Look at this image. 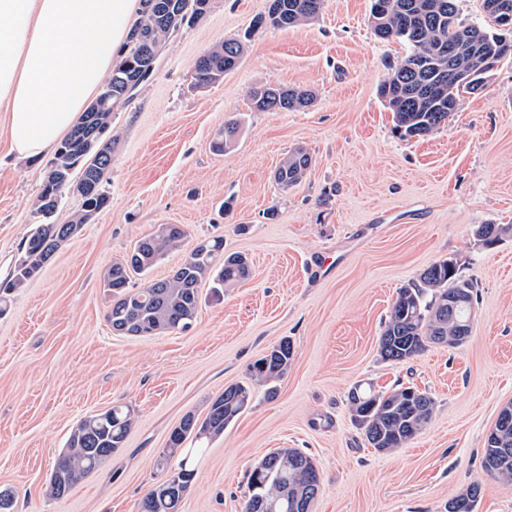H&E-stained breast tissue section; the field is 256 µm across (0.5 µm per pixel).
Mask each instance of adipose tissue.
<instances>
[{
  "mask_svg": "<svg viewBox=\"0 0 512 512\" xmlns=\"http://www.w3.org/2000/svg\"><path fill=\"white\" fill-rule=\"evenodd\" d=\"M139 0H0V114L10 150H54L109 75Z\"/></svg>",
  "mask_w": 512,
  "mask_h": 512,
  "instance_id": "1",
  "label": "adipose tissue"
}]
</instances>
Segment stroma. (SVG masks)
<instances>
[{
  "mask_svg": "<svg viewBox=\"0 0 512 512\" xmlns=\"http://www.w3.org/2000/svg\"><path fill=\"white\" fill-rule=\"evenodd\" d=\"M268 5L211 0L166 40L151 77L112 113L107 208L0 316V489L13 491V512H138L181 418L249 383L250 366L285 338L288 374L208 442L181 512H242L248 473L276 448L315 462L313 512H448L475 482L476 512H512V481L482 467L512 404V61L460 96L447 124L403 138L378 87L407 49L376 35L371 0H325L296 28L254 27ZM227 38L243 44L239 63L199 85L195 61ZM265 85L312 100L260 112L249 92ZM229 121L236 141L216 153L214 134ZM298 148L311 165L282 188L275 172ZM49 163L17 159L0 135V281L37 222ZM161 224L185 225L193 242L223 235L251 274L220 297L202 285L188 332L116 334L103 276ZM482 224L508 231L486 245L474 235ZM448 258L474 286L470 335L383 361L378 340L400 289ZM359 384L426 391L432 418L404 447L377 451L351 416ZM123 403L136 412L124 447L68 497L50 498L47 478L72 429Z\"/></svg>",
  "mask_w": 512,
  "mask_h": 512,
  "instance_id": "35a3bbf8",
  "label": "stroma"
}]
</instances>
